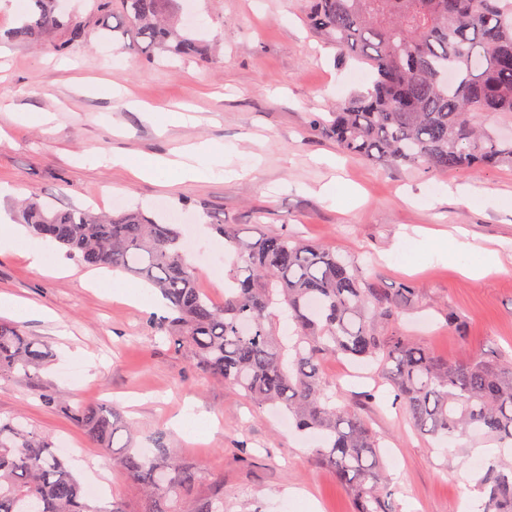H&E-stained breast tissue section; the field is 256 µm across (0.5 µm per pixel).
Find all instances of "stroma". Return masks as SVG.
Wrapping results in <instances>:
<instances>
[{
	"instance_id": "1",
	"label": "stroma",
	"mask_w": 512,
	"mask_h": 512,
	"mask_svg": "<svg viewBox=\"0 0 512 512\" xmlns=\"http://www.w3.org/2000/svg\"><path fill=\"white\" fill-rule=\"evenodd\" d=\"M307 3L178 0L182 24L217 41V67L192 58L134 61L120 43L98 39L59 54L60 29L8 42L0 58V101L8 105L0 111V182L57 209L138 208L176 220L200 287L219 305L224 240L214 231L200 236L199 222L219 215L248 241L301 236L353 259L367 282H413L419 300L394 327L440 358L459 360L476 349L512 357V167L434 174L344 154L313 121L328 119L332 105L366 85L368 75L312 33ZM116 87L121 96H113ZM40 112L54 121L39 124ZM199 142L223 147L225 174L207 171L175 185L171 172L135 179L127 169ZM332 181L336 196L324 198L321 189ZM462 186L471 199L459 195ZM457 232L497 250L501 268L471 278L461 269L475 255L436 260L420 245L423 235ZM46 263L47 270L33 269L21 249L0 241V294L50 313V320L18 327L52 353L35 383L0 378V416H22L53 443L69 441L78 459L104 469L109 497L128 512L142 507L138 486L83 429L47 409L40 391L112 408L116 447L131 438L150 448L164 436L199 473L201 491L221 484L224 512H350L349 492L314 460L311 435L200 375L186 350L157 333L166 307L110 296L106 270L99 286L86 285V266L60 247L49 246ZM66 348L92 354L97 369L63 360ZM351 368L340 356L322 364L325 380L339 387L337 404L353 406L380 436L396 512H459L464 501H483V440L465 443L446 462L442 447L413 429L378 366H365L353 381ZM189 407L212 422L197 440L175 426ZM296 489L303 499L293 497Z\"/></svg>"
}]
</instances>
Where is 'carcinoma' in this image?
<instances>
[{"label":"carcinoma","mask_w":512,"mask_h":512,"mask_svg":"<svg viewBox=\"0 0 512 512\" xmlns=\"http://www.w3.org/2000/svg\"><path fill=\"white\" fill-rule=\"evenodd\" d=\"M27 15L4 32L15 41L67 31L61 52L92 31L59 0H30ZM174 0H95L97 30H132L131 55L199 58L220 63L212 45L171 21ZM306 23L325 43L361 64L370 86L336 105L326 128L345 153L429 172L512 167V137L484 131L477 115L512 119V0H310ZM19 223L82 263L145 280L167 301L155 323L190 353L204 376L224 381L259 407L283 411L318 442L316 460L333 470L352 498L351 512H394L391 478L379 439L358 412L336 405L321 374L327 356L378 363L417 431L452 455L476 435L512 445V359L485 352L451 362L411 336L384 332L419 293L366 283L353 261L288 234L255 241L215 218L233 259L224 270V304L197 286L196 265L175 224L139 209L98 214L55 210L35 197ZM49 353L0 322V377L34 382ZM44 405L82 427L101 452H113L114 412L43 394ZM119 463L142 489L141 512H224V496L199 492L200 476L157 443L146 454L126 444ZM484 512H512V464H489ZM0 512H126L120 501L98 506L70 460L41 433L0 418Z\"/></svg>","instance_id":"obj_1"}]
</instances>
